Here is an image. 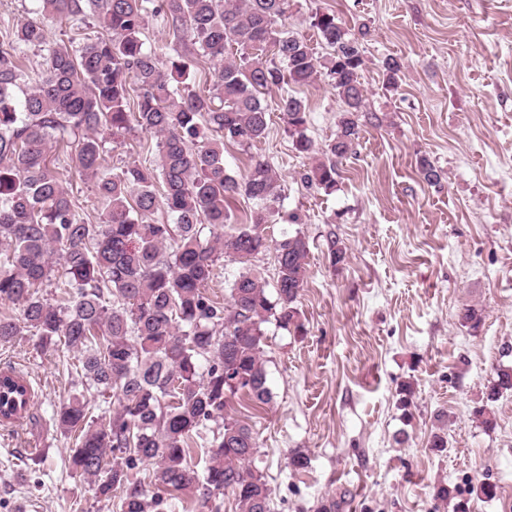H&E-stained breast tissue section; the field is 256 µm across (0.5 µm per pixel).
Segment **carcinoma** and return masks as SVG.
Masks as SVG:
<instances>
[{
	"instance_id": "1",
	"label": "carcinoma",
	"mask_w": 512,
	"mask_h": 512,
	"mask_svg": "<svg viewBox=\"0 0 512 512\" xmlns=\"http://www.w3.org/2000/svg\"><path fill=\"white\" fill-rule=\"evenodd\" d=\"M52 19L93 20L107 37L71 35L47 44L44 26L24 20L0 37V301L19 314L0 316V342L29 332L42 349L77 353L81 391L56 411L64 433H78L69 468L97 482L121 512H172L189 497L196 512H270L271 489L252 467L257 443L231 398L259 407L272 400L264 360L266 325L303 329L297 307L307 275L309 241L297 231L275 243L276 280L268 291L251 271L233 276L224 300L208 292L221 259L244 264L266 251L264 233L282 197L268 159L250 156L238 178L224 146L251 148L266 138L270 110L262 95L280 91L277 110L294 149L314 157L304 181L336 187L338 163L351 155L362 127L380 121L366 110L360 81L366 32L315 13L311 27L327 50L279 26L291 0H38ZM164 14L169 52L144 46L146 18ZM44 48L38 83L18 98L21 53ZM236 53L227 54L230 49ZM272 58H266V54ZM221 62L212 87L189 86L201 58ZM386 86L398 87L401 62L383 61ZM325 77L342 102L334 137L318 151L307 134V105L288 86ZM138 87L130 103L131 85ZM156 137L153 159L105 164L103 146L126 136ZM92 183L102 212L90 224L73 201L66 174ZM422 181L442 171L419 160ZM255 202L245 224L238 198ZM173 217L157 224L159 210ZM55 288L61 303L42 294ZM239 377L233 386L229 380ZM117 402L90 420L85 393ZM512 391V366H500L475 414L493 425L494 403ZM37 393L27 376L0 371V423L33 417ZM213 422L208 465L188 463L194 436ZM152 467L148 480L133 475ZM154 490L146 489V484Z\"/></svg>"
}]
</instances>
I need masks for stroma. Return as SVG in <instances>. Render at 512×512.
Wrapping results in <instances>:
<instances>
[{
    "mask_svg": "<svg viewBox=\"0 0 512 512\" xmlns=\"http://www.w3.org/2000/svg\"><path fill=\"white\" fill-rule=\"evenodd\" d=\"M319 11L367 28L361 81L383 125L364 126L329 194L303 181L310 161L281 118L255 148L224 149L237 175L254 152L274 165L283 192L267 233L299 231L310 244L304 331L268 324L273 399L245 416L271 512H315L340 496L341 512H453L442 485L459 488L469 512H512V392L494 402L493 427L474 415L499 365H512V0H293L282 25L312 37ZM389 55L405 66L394 91L380 72ZM296 94L309 105L308 135L324 146L339 98L323 78ZM423 157L443 171L440 184L420 179ZM333 244L344 252L337 264ZM471 305L483 310L476 329L462 321ZM76 363L29 336L0 343V369L28 375L39 417L0 423V512H120L70 472L75 441L52 420ZM436 432L445 451L430 447ZM294 451L309 457L306 470L289 465ZM485 481L493 499L477 492Z\"/></svg>",
    "mask_w": 512,
    "mask_h": 512,
    "instance_id": "stroma-1",
    "label": "stroma"
}]
</instances>
